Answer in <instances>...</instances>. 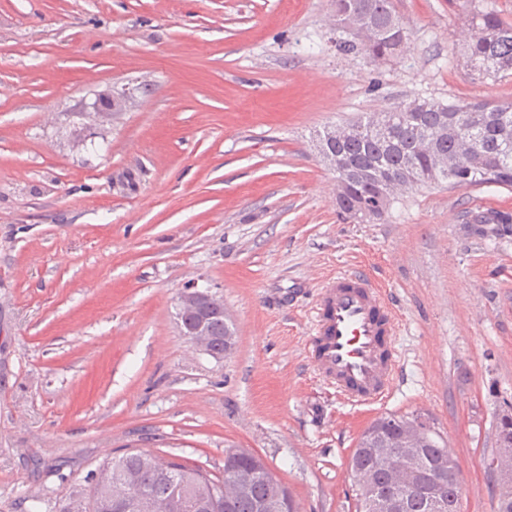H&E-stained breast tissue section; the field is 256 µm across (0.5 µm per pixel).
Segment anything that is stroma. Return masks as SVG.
<instances>
[{
    "label": "stroma",
    "instance_id": "obj_1",
    "mask_svg": "<svg viewBox=\"0 0 512 512\" xmlns=\"http://www.w3.org/2000/svg\"><path fill=\"white\" fill-rule=\"evenodd\" d=\"M411 36L337 52L336 0H0V512H55L127 448L224 474L265 460L296 512H356L349 460L387 414L422 415L462 465L461 512H498L488 462L512 412V189L416 187L344 220L325 127L414 98L512 99L466 75L472 0H395ZM122 111L93 121L107 89ZM382 285L401 370L348 404L307 339L322 282ZM194 283L236 325L217 360L177 324Z\"/></svg>",
    "mask_w": 512,
    "mask_h": 512
}]
</instances>
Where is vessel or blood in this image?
<instances>
[{"instance_id":"1","label":"vessel or blood","mask_w":512,"mask_h":512,"mask_svg":"<svg viewBox=\"0 0 512 512\" xmlns=\"http://www.w3.org/2000/svg\"><path fill=\"white\" fill-rule=\"evenodd\" d=\"M396 332L395 313L380 285L359 272L337 274L317 295L312 363L347 402H381L399 366Z\"/></svg>"}]
</instances>
